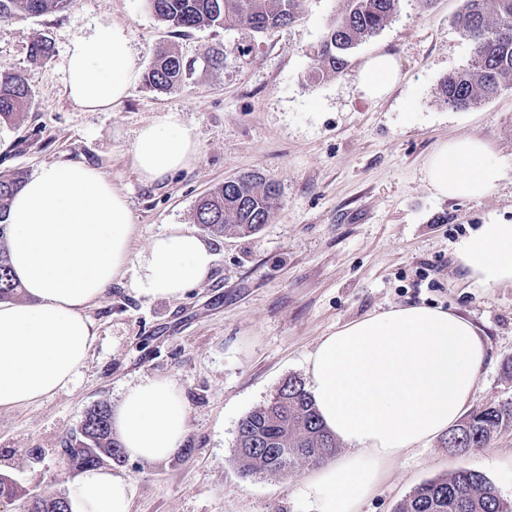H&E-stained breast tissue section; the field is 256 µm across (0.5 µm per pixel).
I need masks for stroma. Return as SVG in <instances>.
I'll use <instances>...</instances> for the list:
<instances>
[{
	"label": "stroma",
	"mask_w": 512,
	"mask_h": 512,
	"mask_svg": "<svg viewBox=\"0 0 512 512\" xmlns=\"http://www.w3.org/2000/svg\"><path fill=\"white\" fill-rule=\"evenodd\" d=\"M342 0H305L296 21L262 33L199 27L177 31L144 0H77L39 17H0V68L21 73L31 105L0 127V174L34 175L54 163L94 166L120 187L135 233L132 255L168 225L194 227L197 200L224 181L258 173L276 182L280 204L252 236H210L209 278L181 299L136 295L117 278L87 314L97 339L79 377L37 403L0 408V474L27 492L66 495L77 471L64 439L88 410L116 408L128 385L172 379L188 408L185 443L171 457L109 462L132 487V512H313L304 493L311 465L288 475L242 476L237 427L294 377L324 336L399 305L460 315L483 336L487 360L472 404L512 402V285L474 288L456 245L480 224L512 222V90L460 111L439 86L468 66L472 47L453 25L464 0H402L376 35L349 54L344 72L312 82L314 52ZM126 27L142 69L158 50L195 62L224 52L220 70L197 66L184 83L154 90L137 81L121 104L86 110L65 92L73 37ZM54 49L33 62V34ZM376 54L395 58L400 79L387 96L364 98L359 71ZM179 113L199 144L194 163L142 182L129 150L142 127ZM482 140L504 177L487 196L438 197L424 167L443 142ZM447 436L389 463L360 512H394L419 485L461 467L481 471L512 505V428L483 448L447 449Z\"/></svg>",
	"instance_id": "35a3bbf8"
}]
</instances>
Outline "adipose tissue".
Masks as SVG:
<instances>
[{
  "mask_svg": "<svg viewBox=\"0 0 512 512\" xmlns=\"http://www.w3.org/2000/svg\"><path fill=\"white\" fill-rule=\"evenodd\" d=\"M65 88L95 111L121 103L141 68L126 29L112 25L74 37ZM398 81L391 56L369 58L359 91L386 96ZM197 140L178 113L145 125L130 150L140 178L153 182L187 167ZM430 189L441 197H482L503 177L474 138L451 139L430 156ZM8 253L25 299L0 302V408L32 404L72 384L96 339L87 314L126 267L129 288L146 298L180 299L214 263L206 239L181 225L130 256L133 218L125 194L85 163L42 167L13 197ZM473 285L512 284V223L483 224L456 246ZM487 350L468 320L423 305L364 317L321 339L309 359L311 393L325 427L348 453L320 466L304 491L315 512H358L385 464L448 431L474 400ZM188 410L166 377L128 386L112 425L131 458L153 462L182 447ZM70 512H131L128 481L103 467L81 471L67 495Z\"/></svg>",
  "mask_w": 512,
  "mask_h": 512,
  "instance_id": "ef3b65f1",
  "label": "adipose tissue"
}]
</instances>
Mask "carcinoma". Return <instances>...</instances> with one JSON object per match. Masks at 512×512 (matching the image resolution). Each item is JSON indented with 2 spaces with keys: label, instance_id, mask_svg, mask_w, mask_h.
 Instances as JSON below:
<instances>
[{
  "label": "carcinoma",
  "instance_id": "obj_1",
  "mask_svg": "<svg viewBox=\"0 0 512 512\" xmlns=\"http://www.w3.org/2000/svg\"><path fill=\"white\" fill-rule=\"evenodd\" d=\"M400 2L344 0L317 48L309 81L342 72L348 52L385 27ZM73 3L74 0H0V17H38L63 11ZM303 3L304 0H149V7L160 20L180 31L209 26L261 32L293 23ZM453 24L471 43L472 59L467 67L449 73L441 81L442 101L451 108L467 110L512 89V0H464V8ZM53 54L48 40H33L32 60L47 61ZM191 73V65L177 53L161 51L148 69L145 82L153 89L165 90L183 83ZM30 104L31 91L23 76L0 68V125L13 124ZM25 180L22 171L0 175V301L14 300L22 293L8 259L7 213L12 197ZM279 197L275 182L258 174L244 175L201 197L195 205V219L211 233L252 235L269 222ZM506 427H512L511 402L491 404L470 414L448 434L456 435L459 443L454 448L463 452L487 446ZM64 448L78 470L124 458L123 448L112 439V413L105 404L86 413L80 428L65 440ZM236 448L240 472L249 477L262 472L286 475L301 462L320 463L335 453L337 443L323 426L305 384L290 378L267 403L240 420ZM24 512H68L67 499L30 495ZM397 512H512V507L501 500L484 474L464 467L449 478L421 484L399 504Z\"/></svg>",
  "mask_w": 512,
  "mask_h": 512
}]
</instances>
